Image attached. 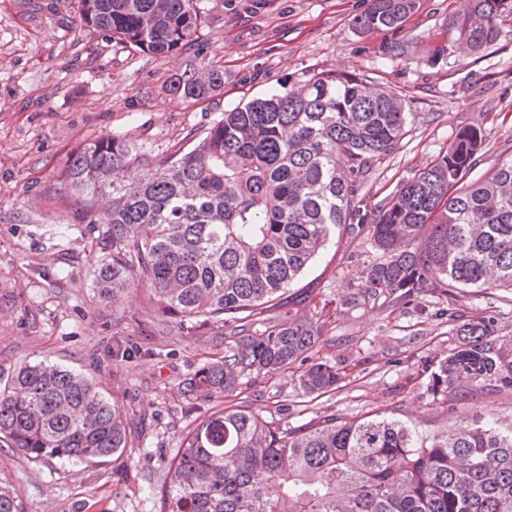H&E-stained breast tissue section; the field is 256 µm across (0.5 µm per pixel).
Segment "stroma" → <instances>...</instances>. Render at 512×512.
Returning a JSON list of instances; mask_svg holds the SVG:
<instances>
[{"mask_svg": "<svg viewBox=\"0 0 512 512\" xmlns=\"http://www.w3.org/2000/svg\"><path fill=\"white\" fill-rule=\"evenodd\" d=\"M418 2L399 57L379 52L391 33L356 29L369 0H199L197 40L161 59L80 29L77 0H0V384L25 362L63 365L92 379L130 431L122 454L92 461L33 460L0 442V478L17 486L24 512H168L184 436L230 405L291 429L383 412L423 433L475 416L512 429L511 389L445 402L417 374L454 347L458 319L489 318L512 341V293L452 288L407 307L346 303L377 256L365 227L341 232L289 291V310L322 328L312 356L340 368L336 389L305 393L293 367L243 379L226 398L187 392L223 357L232 325L163 316L143 287L102 300L90 274L98 231L61 184L82 143L118 134L163 159L285 78L331 69L392 90L408 114L398 149L358 192L364 220L462 129L482 135L470 177L485 176L512 160V17L481 53L463 60L451 49L433 63L429 48L445 42L466 0ZM191 66L223 70V89L200 101L170 96L171 77Z\"/></svg>", "mask_w": 512, "mask_h": 512, "instance_id": "obj_1", "label": "stroma"}]
</instances>
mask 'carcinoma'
Masks as SVG:
<instances>
[{
	"label": "carcinoma",
	"mask_w": 512,
	"mask_h": 512,
	"mask_svg": "<svg viewBox=\"0 0 512 512\" xmlns=\"http://www.w3.org/2000/svg\"><path fill=\"white\" fill-rule=\"evenodd\" d=\"M78 3L80 27L155 57L192 45L202 24L198 0ZM416 10L417 0H370L355 26L400 32ZM505 17L512 0H467L448 17V43L463 59L477 54L501 38ZM222 87L223 70L202 68L176 76L170 93L204 100ZM407 119L394 92L322 71L224 111L189 150L165 159L132 153L120 135L79 145L63 185L103 229L93 287L114 300L143 286L165 316L234 325L224 357L188 382L200 397L307 361L321 327L289 310L265 312L350 223L364 176L397 149ZM481 146L477 129L461 130L388 199L369 228L378 257L345 302L512 290V160L466 181ZM454 335L448 355L418 369L434 396L512 389V344L491 320H463ZM340 379L319 360L298 381L315 394ZM2 439L35 460H94L123 451L129 433L91 379L40 362L0 389ZM170 495L171 512H512V434L479 417L431 434L382 415L274 428L222 409L184 437ZM0 512H21L16 488L2 481Z\"/></svg>",
	"instance_id": "obj_1"
}]
</instances>
